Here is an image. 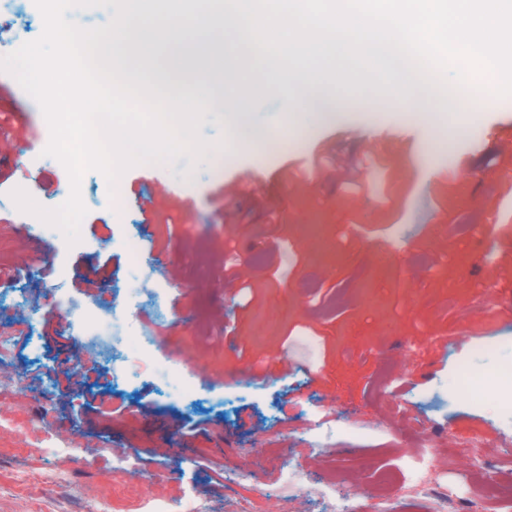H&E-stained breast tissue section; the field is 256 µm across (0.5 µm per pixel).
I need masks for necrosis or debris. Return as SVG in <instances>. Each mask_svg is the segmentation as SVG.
Returning a JSON list of instances; mask_svg holds the SVG:
<instances>
[{
    "instance_id": "necrosis-or-debris-1",
    "label": "necrosis or debris",
    "mask_w": 512,
    "mask_h": 512,
    "mask_svg": "<svg viewBox=\"0 0 512 512\" xmlns=\"http://www.w3.org/2000/svg\"><path fill=\"white\" fill-rule=\"evenodd\" d=\"M31 308H48L58 315L64 325L81 338L84 348L85 377H100L111 373L114 384H123L130 365L143 362L162 373L176 395L192 396L198 389L188 375L179 369L153 360L156 338L150 326L142 319L143 309H150L155 319L166 316V302L149 280L140 279L138 288L124 294L120 308H112L102 301H76L51 297L49 301L32 297ZM485 496L473 499L460 484L439 480L429 462L417 457L406 473L395 470L384 473L378 489L385 501L403 499L406 506L417 512H488L491 504L512 502V490H504L492 470L483 477Z\"/></svg>"
}]
</instances>
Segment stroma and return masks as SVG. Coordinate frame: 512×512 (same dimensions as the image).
<instances>
[{"label": "stroma", "mask_w": 512, "mask_h": 512, "mask_svg": "<svg viewBox=\"0 0 512 512\" xmlns=\"http://www.w3.org/2000/svg\"><path fill=\"white\" fill-rule=\"evenodd\" d=\"M221 9L220 0H154L127 41L171 13L192 28ZM148 53L194 101L208 98L226 56L242 58L234 78L245 84L266 51L253 35L207 49L206 67L186 70L169 45ZM336 66L348 100L336 122L302 133L296 101L258 92L251 120L274 146L237 144L223 113L209 109L200 134L225 142L223 156L194 168L185 156L171 167L138 164L113 187L87 171L73 245L57 230L30 232L10 200L21 182L40 206H60L61 164L32 160L48 123L0 72V136L17 156L0 171V323L13 326L16 350L0 358V512H59L49 484L62 464L35 447L39 430L78 434L102 455L137 449L129 473L74 469L69 489L86 512H131L193 489L222 512L216 495L227 488L251 512H284L279 477L290 462L306 478L348 475L351 512H387L376 491L382 471L419 453L437 475L463 480L491 463L512 485V418L485 400L492 388L512 403V389L493 379L512 366V136L502 133L512 97L440 113L432 125L396 103V76L349 57L320 64ZM436 126L461 129L446 165L424 150ZM460 224L473 225L471 235L458 236ZM132 236L138 267L124 246ZM155 252L168 255L166 268L151 269ZM140 273L167 298L156 355L187 368L200 393L166 398L157 374L137 370L129 392H101L88 407L86 385L67 377L83 369L79 336L22 297L97 299ZM462 361L486 381L450 386ZM348 416L353 433L335 431Z\"/></svg>", "instance_id": "obj_1"}]
</instances>
